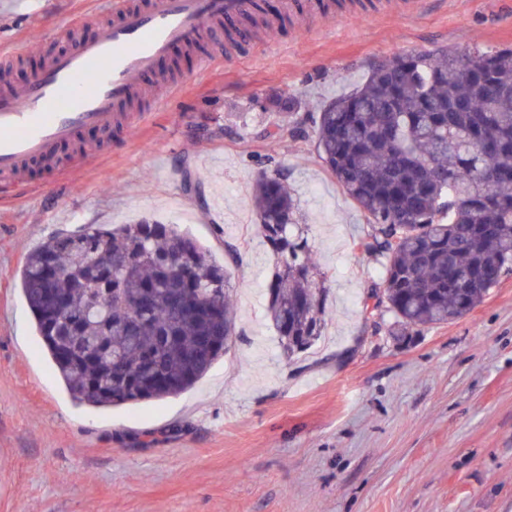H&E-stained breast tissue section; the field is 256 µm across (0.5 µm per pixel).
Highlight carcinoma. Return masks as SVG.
<instances>
[{"label":"carcinoma","instance_id":"obj_1","mask_svg":"<svg viewBox=\"0 0 512 512\" xmlns=\"http://www.w3.org/2000/svg\"><path fill=\"white\" fill-rule=\"evenodd\" d=\"M320 158L371 227L389 313L424 328L466 315L512 271V47L393 54L322 106ZM253 205L276 257L267 317L284 355L326 325L322 277L277 175ZM27 306L71 398L136 405L191 389L236 336L224 266L172 224L52 234L21 272Z\"/></svg>","mask_w":512,"mask_h":512}]
</instances>
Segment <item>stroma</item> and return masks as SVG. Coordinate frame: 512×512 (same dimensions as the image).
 <instances>
[{
	"mask_svg": "<svg viewBox=\"0 0 512 512\" xmlns=\"http://www.w3.org/2000/svg\"><path fill=\"white\" fill-rule=\"evenodd\" d=\"M276 35L197 72L161 61L177 101L116 132L90 164L0 183V512H512V273L470 313L402 330L364 317L381 265L371 228L319 157L315 114L394 53L512 45V0H336L302 29L271 0ZM104 0H0V55L24 44L28 81L62 19ZM285 179L327 291V322L285 358L266 318L274 258L252 204L260 174ZM176 225L223 263L234 346L188 392L77 405L20 291L26 254L86 224Z\"/></svg>",
	"mask_w": 512,
	"mask_h": 512,
	"instance_id": "stroma-1",
	"label": "stroma"
}]
</instances>
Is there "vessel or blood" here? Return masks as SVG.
<instances>
[{
  "instance_id": "b4317fda",
  "label": "vessel or blood",
  "mask_w": 512,
  "mask_h": 512,
  "mask_svg": "<svg viewBox=\"0 0 512 512\" xmlns=\"http://www.w3.org/2000/svg\"><path fill=\"white\" fill-rule=\"evenodd\" d=\"M112 19L84 16L59 24L65 47L48 53L23 84L8 73L21 50L0 56V180L19 183L35 163L56 176L61 149L87 130L109 143L120 122L138 127L146 110L131 101L159 81V59L176 46L194 49L198 70L211 67L222 44L208 27L233 26L259 10L258 0H108Z\"/></svg>"
}]
</instances>
